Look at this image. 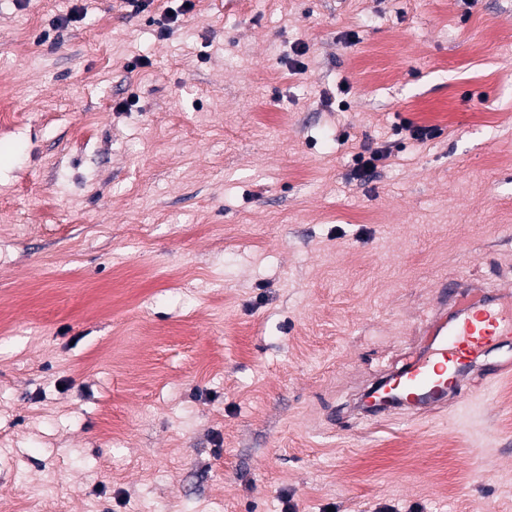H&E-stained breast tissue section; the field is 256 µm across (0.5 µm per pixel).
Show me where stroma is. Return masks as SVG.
I'll return each mask as SVG.
<instances>
[{
	"label": "stroma",
	"mask_w": 512,
	"mask_h": 512,
	"mask_svg": "<svg viewBox=\"0 0 512 512\" xmlns=\"http://www.w3.org/2000/svg\"><path fill=\"white\" fill-rule=\"evenodd\" d=\"M192 3L0 0V512H512V379L352 412L512 291V0ZM366 153L368 155L366 156ZM387 153L374 150L370 152H360L354 156V175L360 182L371 180L376 173L377 162L387 157Z\"/></svg>",
	"instance_id": "1"
}]
</instances>
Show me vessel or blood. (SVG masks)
I'll list each match as a JSON object with an SVG mask.
<instances>
[{
    "label": "vessel or blood",
    "mask_w": 512,
    "mask_h": 512,
    "mask_svg": "<svg viewBox=\"0 0 512 512\" xmlns=\"http://www.w3.org/2000/svg\"><path fill=\"white\" fill-rule=\"evenodd\" d=\"M426 333L427 352L382 378L376 395L393 392L400 410L414 416L442 412L462 401V380L479 358L512 341V296L452 281L439 289Z\"/></svg>",
    "instance_id": "b4317fda"
}]
</instances>
